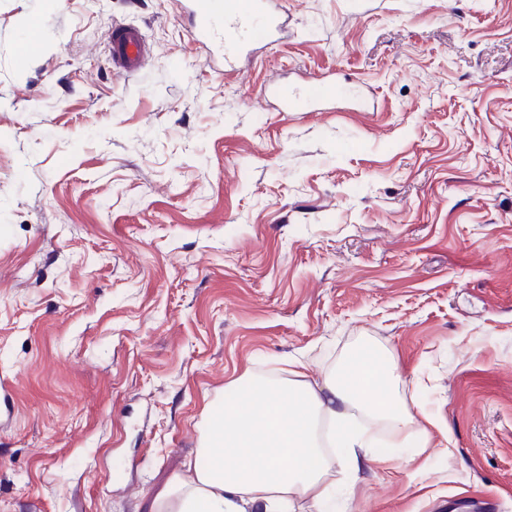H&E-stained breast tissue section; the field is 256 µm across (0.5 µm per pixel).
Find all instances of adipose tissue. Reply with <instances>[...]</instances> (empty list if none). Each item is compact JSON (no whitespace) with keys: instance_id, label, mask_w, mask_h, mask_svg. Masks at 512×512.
Returning <instances> with one entry per match:
<instances>
[{"instance_id":"obj_1","label":"adipose tissue","mask_w":512,"mask_h":512,"mask_svg":"<svg viewBox=\"0 0 512 512\" xmlns=\"http://www.w3.org/2000/svg\"><path fill=\"white\" fill-rule=\"evenodd\" d=\"M400 379L374 349L352 351L318 382L292 366L286 376L249 378L243 395L203 422L196 460L149 500L148 512H289L294 499L328 495L324 448L358 467L371 424L396 438L428 440L413 415L394 410Z\"/></svg>"}]
</instances>
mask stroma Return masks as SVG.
<instances>
[{"instance_id": "obj_1", "label": "stroma", "mask_w": 512, "mask_h": 512, "mask_svg": "<svg viewBox=\"0 0 512 512\" xmlns=\"http://www.w3.org/2000/svg\"><path fill=\"white\" fill-rule=\"evenodd\" d=\"M281 4L238 79L180 0H0V512H145L245 379L363 344L430 441L293 512H512V0ZM112 69L123 77L135 75L147 54L141 29L132 24H115L110 35ZM338 94L335 82L307 83L295 94L288 93V89H283L279 82H273L269 85L265 98L268 102L270 98L277 100L281 112H296L301 108L315 111L319 110L316 106L332 102Z\"/></svg>"}]
</instances>
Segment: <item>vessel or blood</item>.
Masks as SVG:
<instances>
[{"instance_id": "obj_1", "label": "vessel or blood", "mask_w": 512, "mask_h": 512, "mask_svg": "<svg viewBox=\"0 0 512 512\" xmlns=\"http://www.w3.org/2000/svg\"><path fill=\"white\" fill-rule=\"evenodd\" d=\"M186 9L195 40L208 49L207 65H222L228 74H241L243 64L280 40L288 26L279 0H188ZM110 39L113 70L124 77L135 75L147 54L141 29L117 24ZM337 94L332 82L308 83L293 94L276 82L267 89L268 97L277 100L284 112L315 109L335 100Z\"/></svg>"}]
</instances>
